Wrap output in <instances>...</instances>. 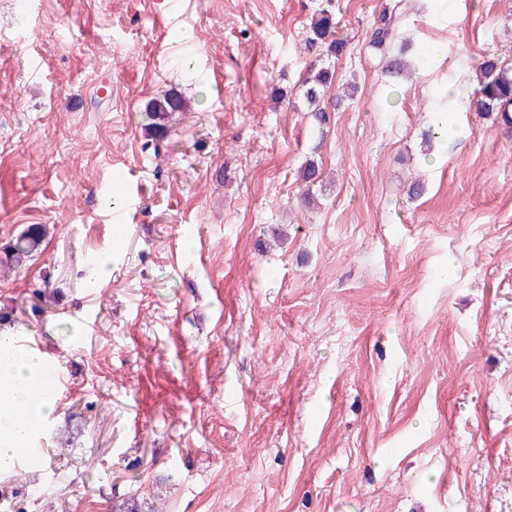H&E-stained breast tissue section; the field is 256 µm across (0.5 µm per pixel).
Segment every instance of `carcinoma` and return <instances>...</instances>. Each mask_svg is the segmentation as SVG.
<instances>
[{
  "instance_id": "cac0c4a2",
  "label": "carcinoma",
  "mask_w": 512,
  "mask_h": 512,
  "mask_svg": "<svg viewBox=\"0 0 512 512\" xmlns=\"http://www.w3.org/2000/svg\"><path fill=\"white\" fill-rule=\"evenodd\" d=\"M333 12V0H328L327 6L321 8L310 22L307 37L309 46H317L326 55L336 59L346 51V40L335 35L336 22ZM402 12L398 6L383 8L374 21L367 41L368 53L381 65L382 72L392 82L405 77L409 62L402 53L395 51L399 39V27ZM478 87L474 90L476 111L487 116H494L506 127H512V70L502 65L499 59L485 56L478 63ZM333 80V72L329 68L312 67L310 75L304 80L305 98L312 107L311 113L319 130H324L330 123L327 107L321 105L325 89ZM185 107L184 99L177 94H167L153 101L149 112L145 113L149 127L156 137L166 136V120L168 114L179 112ZM448 134V113L437 110L433 112L430 124L424 137L427 143H432L438 136ZM301 178L305 190L302 201L309 205L313 201V188L322 183V172L313 161L306 162ZM45 237V229L41 224H30L0 253V264L11 268H20L27 264L33 253L39 248Z\"/></svg>"
}]
</instances>
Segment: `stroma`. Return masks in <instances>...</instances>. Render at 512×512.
Masks as SVG:
<instances>
[{
  "label": "stroma",
  "instance_id": "stroma-1",
  "mask_svg": "<svg viewBox=\"0 0 512 512\" xmlns=\"http://www.w3.org/2000/svg\"><path fill=\"white\" fill-rule=\"evenodd\" d=\"M393 2L336 0L337 60L324 0H0V248L47 227L0 311L68 380L27 512H512V133L448 97L512 68V0H409L389 106ZM327 1V7L321 8L311 19L307 42L310 47L323 48L327 57L338 59L344 55L347 43L345 39L335 35L333 0ZM403 13L398 4L390 10L383 8L374 21L367 41L368 53L381 65L382 72L392 82L405 77L409 62L402 56L401 50L395 51L399 39V27ZM332 80L333 72L330 68H317L313 64L310 75L303 82V86L306 88L305 98L312 107V116L321 131L330 123V111L327 110V107L321 106L320 102L323 99L325 89L331 84ZM185 107L184 99L177 94H167L160 99H155L145 112L146 118L150 121L148 126L156 137L166 136V120L171 112H180Z\"/></svg>",
  "mask_w": 512,
  "mask_h": 512
}]
</instances>
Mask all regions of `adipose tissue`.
<instances>
[{
	"mask_svg": "<svg viewBox=\"0 0 512 512\" xmlns=\"http://www.w3.org/2000/svg\"><path fill=\"white\" fill-rule=\"evenodd\" d=\"M42 368L37 355L16 352L10 332H0V474L11 471L16 451L25 447L31 429L32 415H50L55 398L35 400L33 388Z\"/></svg>",
	"mask_w": 512,
	"mask_h": 512,
	"instance_id": "obj_1",
	"label": "adipose tissue"
}]
</instances>
